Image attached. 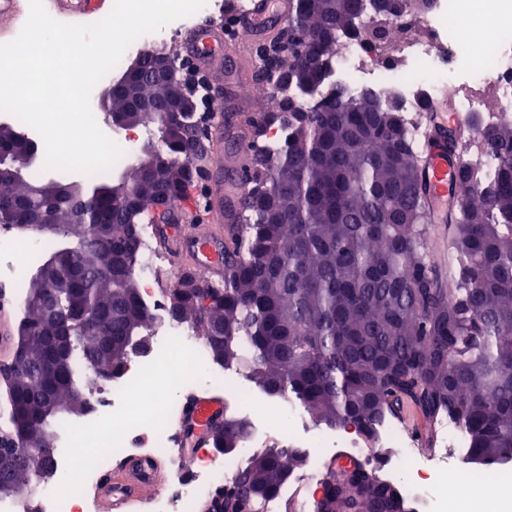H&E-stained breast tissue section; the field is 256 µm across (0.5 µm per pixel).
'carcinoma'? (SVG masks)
Instances as JSON below:
<instances>
[{
    "label": "carcinoma",
    "mask_w": 512,
    "mask_h": 512,
    "mask_svg": "<svg viewBox=\"0 0 512 512\" xmlns=\"http://www.w3.org/2000/svg\"><path fill=\"white\" fill-rule=\"evenodd\" d=\"M288 31L260 50L271 110L259 132L279 127L273 154L258 149L254 186L241 221L247 234L230 252L216 286L170 288L167 316L201 330L212 361L244 364L269 395L299 401L329 427L352 422L367 440L381 424L406 412L425 434L441 416L452 418L467 442L466 460L512 461V120L473 125L482 152L496 160L460 166V202L448 213L460 280L441 281L426 245L429 213L419 147L398 112L370 92L337 88L315 107L300 101L323 83L336 53V36L358 30L367 0H292ZM122 77L136 96L112 92V108L133 111L150 100L145 128L161 147L134 167L122 188L102 176L78 191L59 183L34 192L33 180H0V224L14 227L41 216L60 220L65 243L50 251L60 271L48 288L58 310L51 319L30 301L23 307V363L0 370V482L21 483L31 471L28 449L50 470L56 430L76 419L70 385L75 358L118 371L113 350L150 330L137 270L140 226L158 223L157 209H180L197 190L209 161L207 128L192 113L180 126L166 112L178 75L157 84L146 53ZM431 139L445 140L448 156L459 135L430 121ZM33 145L16 126L0 124V144ZM97 313L95 329L80 311ZM211 445L229 454L249 421L225 409ZM304 448H269L239 474L233 493L244 512H268L283 487L305 466ZM325 461L329 484L312 512H406L399 489L380 481L364 459Z\"/></svg>",
    "instance_id": "1"
}]
</instances>
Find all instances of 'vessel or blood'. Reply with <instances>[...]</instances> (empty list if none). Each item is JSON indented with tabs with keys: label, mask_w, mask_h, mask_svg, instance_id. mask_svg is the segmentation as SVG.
Returning a JSON list of instances; mask_svg holds the SVG:
<instances>
[{
	"label": "vessel or blood",
	"mask_w": 512,
	"mask_h": 512,
	"mask_svg": "<svg viewBox=\"0 0 512 512\" xmlns=\"http://www.w3.org/2000/svg\"><path fill=\"white\" fill-rule=\"evenodd\" d=\"M59 12L83 16L98 12L100 0H56ZM289 0H250L248 9L226 13L223 22L199 21L188 28L181 40L186 56L204 64L222 56L227 34L256 32L268 15L285 18ZM458 160L449 158L437 145H427L423 152L424 183L433 223H443L448 210L458 202V187L453 173ZM208 225L192 237H185L181 227L173 224L156 226L155 235L171 259H181L184 251L192 253V267L214 276H223L229 244L236 233L234 225L224 221V191L212 189L208 208ZM224 420V401L215 396H192L186 399L175 422V436L182 456H190L197 446L207 444L211 426ZM163 489L156 459L147 456L130 458L116 473L105 476L100 496L105 512H123L130 499H145Z\"/></svg>",
	"instance_id": "vessel-or-blood-1"
}]
</instances>
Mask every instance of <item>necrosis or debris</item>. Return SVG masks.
<instances>
[{
	"mask_svg": "<svg viewBox=\"0 0 512 512\" xmlns=\"http://www.w3.org/2000/svg\"><path fill=\"white\" fill-rule=\"evenodd\" d=\"M363 23L380 29L381 38L342 36L323 91L336 86L354 93L371 89L378 99L397 106L415 140L420 137L418 116L427 96L447 97L456 117L484 126L512 110V0H426L417 10L367 14ZM185 350L197 357L193 385L231 388L250 432L240 443L238 459L201 449L188 475L152 498L154 512H198L202 498L234 484L243 456L272 444L326 453L340 445L347 453L363 454L365 442L356 432L335 435L312 429L305 408L288 398L279 400V418L260 412L242 375L211 364L202 337L165 326L149 349L132 355L112 380L94 384L92 410L62 429L53 454L54 473L40 490V512H95L91 491L102 475L111 472L113 458L130 457L136 448H173L174 435L160 415L171 408L173 393L155 385L151 367L166 359L172 379H179L180 354ZM144 396L151 397V409L141 405ZM439 429L436 456L417 458L411 452V438L397 426L384 424L377 439L394 450L381 461L386 478L407 484L417 512H455L459 503L471 498L476 482L488 493L484 506L490 510V495L506 481V474L487 470L477 473L475 482L458 480L455 463L466 441L451 421H441Z\"/></svg>",
	"mask_w": 512,
	"mask_h": 512,
	"instance_id": "1",
	"label": "necrosis or debris"
}]
</instances>
